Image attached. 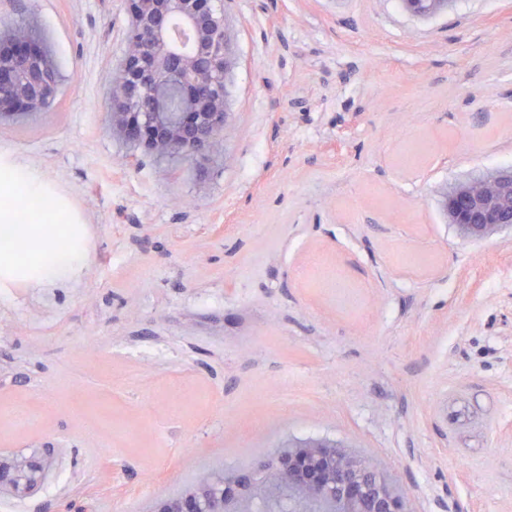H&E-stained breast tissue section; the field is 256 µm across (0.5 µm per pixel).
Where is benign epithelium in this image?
Masks as SVG:
<instances>
[{"label": "benign epithelium", "instance_id": "benign-epithelium-1", "mask_svg": "<svg viewBox=\"0 0 512 512\" xmlns=\"http://www.w3.org/2000/svg\"><path fill=\"white\" fill-rule=\"evenodd\" d=\"M130 30L112 72V130L157 156L224 150V87L234 59L213 0H123ZM53 61L19 28L0 37V121L40 114L58 86ZM440 205L460 234L482 241L512 231V168L460 182ZM50 452L0 453V496L23 499L43 482ZM411 512L405 489L375 461L328 438L290 440L250 471L205 473L151 512Z\"/></svg>", "mask_w": 512, "mask_h": 512}]
</instances>
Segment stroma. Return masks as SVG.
<instances>
[{"label": "stroma", "instance_id": "stroma-1", "mask_svg": "<svg viewBox=\"0 0 512 512\" xmlns=\"http://www.w3.org/2000/svg\"><path fill=\"white\" fill-rule=\"evenodd\" d=\"M224 151L119 140L122 0H0L61 77L0 125L80 240L57 279L0 265V450L51 449L0 512H149L289 439L379 462L412 512H512V232L440 206L512 168V0H223Z\"/></svg>", "mask_w": 512, "mask_h": 512}]
</instances>
